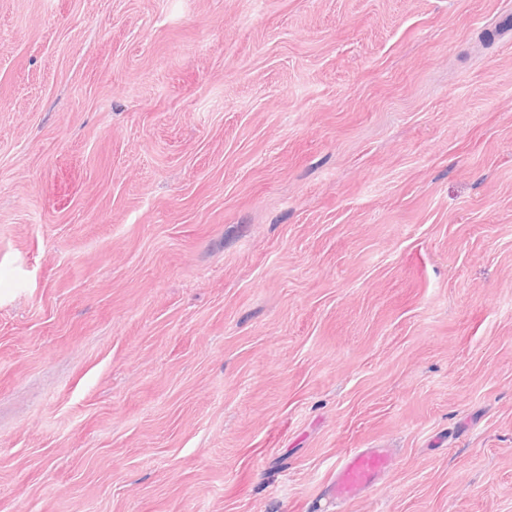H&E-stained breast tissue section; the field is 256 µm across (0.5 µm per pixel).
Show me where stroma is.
Masks as SVG:
<instances>
[{
    "label": "stroma",
    "mask_w": 512,
    "mask_h": 512,
    "mask_svg": "<svg viewBox=\"0 0 512 512\" xmlns=\"http://www.w3.org/2000/svg\"><path fill=\"white\" fill-rule=\"evenodd\" d=\"M0 512H512V0H0ZM393 464L392 457L381 448L352 450L336 465L331 495L338 501H349L374 490Z\"/></svg>",
    "instance_id": "stroma-1"
}]
</instances>
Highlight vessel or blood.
<instances>
[{"mask_svg": "<svg viewBox=\"0 0 512 512\" xmlns=\"http://www.w3.org/2000/svg\"><path fill=\"white\" fill-rule=\"evenodd\" d=\"M393 459L380 448H359L346 453L336 465L330 485L332 496L349 501L375 489L380 479L392 468Z\"/></svg>", "mask_w": 512, "mask_h": 512, "instance_id": "1", "label": "vessel or blood"}]
</instances>
